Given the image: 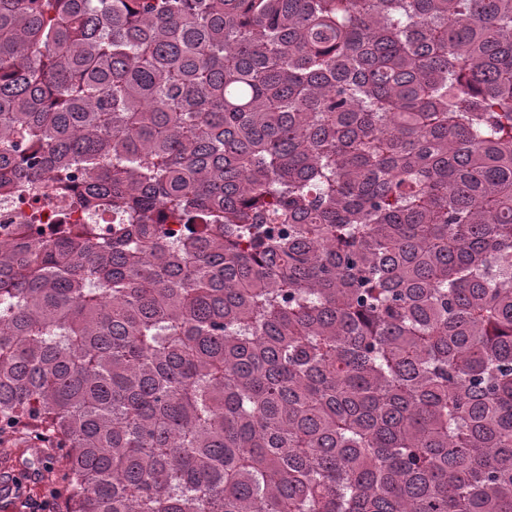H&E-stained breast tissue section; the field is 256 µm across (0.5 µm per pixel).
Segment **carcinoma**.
<instances>
[{
  "mask_svg": "<svg viewBox=\"0 0 512 512\" xmlns=\"http://www.w3.org/2000/svg\"><path fill=\"white\" fill-rule=\"evenodd\" d=\"M0 193L66 512H512V0H0ZM62 206L63 203L57 200L0 196V224H5L0 226V239L5 235L16 239L27 228L25 224H40L43 228L57 224Z\"/></svg>",
  "mask_w": 512,
  "mask_h": 512,
  "instance_id": "cac0c4a2",
  "label": "carcinoma"
}]
</instances>
